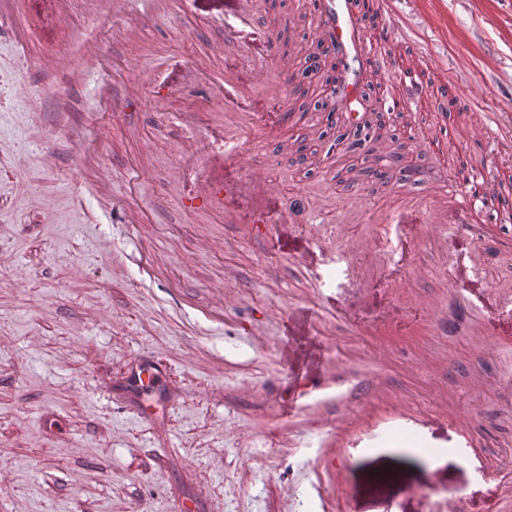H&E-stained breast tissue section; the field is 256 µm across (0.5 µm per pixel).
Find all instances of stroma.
<instances>
[{
	"mask_svg": "<svg viewBox=\"0 0 512 512\" xmlns=\"http://www.w3.org/2000/svg\"><path fill=\"white\" fill-rule=\"evenodd\" d=\"M30 23L31 61L20 98L0 106V512H322L309 488V448L296 435L312 415L289 418L288 384L307 371L299 337L280 312L307 309L338 371L378 389L377 410L362 433L345 437L343 493L338 512H469L512 489V253L490 240L462 236L448 247L438 230L418 229L410 263L398 264L404 228L389 203L404 186L396 179H354L349 165L364 157L328 151L326 113L274 130L247 165L263 168L282 194L277 209L305 197L320 216L313 239L307 215L276 224L268 238L253 234V214L225 223L210 209L182 203L173 150L189 132L174 116L192 112L201 130L224 124L221 103L196 92L170 91L185 62H209V72L247 92L245 53L224 47L223 17L237 0H177L154 17L148 0L126 14H89L81 4L60 13L53 0H22ZM256 10L286 28L281 56L294 71L318 39L311 0H255ZM381 82L402 76L422 89L420 111L385 112L386 125L419 166L448 177L465 167L512 174V0H375L360 16ZM93 37L109 60L115 91L129 90L132 107L105 108L94 62L71 69L42 66ZM402 59L391 63L385 47ZM142 60L126 71L125 60ZM421 60L412 73L411 61ZM455 89L463 120L444 122L445 105L431 83ZM169 119L158 118V108ZM100 112L110 131L99 153L106 192H83L74 170L78 148L70 132ZM491 123L501 150L481 153L472 129ZM145 172L133 195L131 170ZM136 196L149 214L140 239L126 225L105 223L113 199ZM364 199L378 223L336 227L343 200ZM161 251L167 271L139 286L131 262L136 242ZM478 251V277L448 295L452 257ZM348 253L332 294L315 279L326 257ZM236 304L222 311L218 292ZM429 300L450 311L451 331L430 330L419 310ZM264 323L257 339L238 336L242 318ZM379 333L364 340L360 324ZM496 325L501 345L481 351L472 334ZM389 351L375 364L377 349ZM167 367L151 392L131 395L123 383L140 361ZM394 396L413 398L402 421L417 444L380 442ZM479 401L483 416L458 427L453 409ZM438 458H431V451ZM497 471L498 480L486 479ZM418 487L415 497L405 487Z\"/></svg>",
	"mask_w": 512,
	"mask_h": 512,
	"instance_id": "35a3bbf8",
	"label": "stroma"
}]
</instances>
